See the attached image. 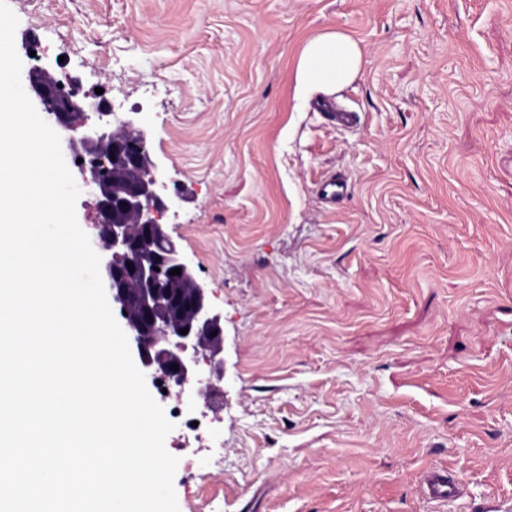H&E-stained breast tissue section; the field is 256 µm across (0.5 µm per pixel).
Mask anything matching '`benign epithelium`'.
Instances as JSON below:
<instances>
[{
  "instance_id": "7a95c632",
  "label": "benign epithelium",
  "mask_w": 512,
  "mask_h": 512,
  "mask_svg": "<svg viewBox=\"0 0 512 512\" xmlns=\"http://www.w3.org/2000/svg\"><path fill=\"white\" fill-rule=\"evenodd\" d=\"M25 81L47 119L72 133L66 139L72 160L83 159V187L96 200L95 246L103 285L124 322L138 368L154 385L164 378L181 391L193 387L204 405L211 406L223 391L224 316L161 223L183 194L163 195L145 129L131 118L118 117L105 97L61 95L62 80L38 63L28 68ZM111 161L131 172L127 182L112 181ZM135 224L142 226V234L134 233ZM130 264L134 269H128ZM174 268L192 283L188 316L179 319L163 308L168 302L180 303L166 288ZM184 328L188 333L182 335L179 330Z\"/></svg>"
}]
</instances>
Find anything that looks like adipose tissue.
I'll list each match as a JSON object with an SVG mask.
<instances>
[{
    "mask_svg": "<svg viewBox=\"0 0 512 512\" xmlns=\"http://www.w3.org/2000/svg\"><path fill=\"white\" fill-rule=\"evenodd\" d=\"M362 66V49L353 36L338 30L316 34L296 58V94L303 99L334 94L354 81Z\"/></svg>",
    "mask_w": 512,
    "mask_h": 512,
    "instance_id": "obj_1",
    "label": "adipose tissue"
}]
</instances>
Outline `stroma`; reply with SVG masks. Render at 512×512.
<instances>
[{
	"instance_id": "35a3bbf8",
	"label": "stroma",
	"mask_w": 512,
	"mask_h": 512,
	"mask_svg": "<svg viewBox=\"0 0 512 512\" xmlns=\"http://www.w3.org/2000/svg\"><path fill=\"white\" fill-rule=\"evenodd\" d=\"M42 64L137 113L224 314V449L179 512H512V0H7ZM363 68L295 94L323 31ZM348 183L329 206L319 184ZM447 468L461 499L421 474ZM423 486L429 498L435 500H448L457 496L456 482L448 476V473L437 469H429L423 478Z\"/></svg>"
}]
</instances>
